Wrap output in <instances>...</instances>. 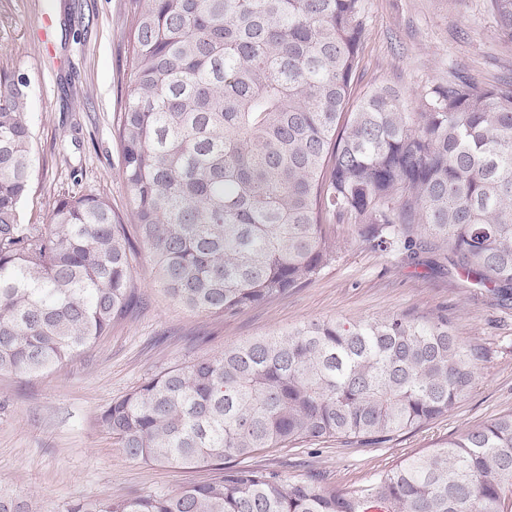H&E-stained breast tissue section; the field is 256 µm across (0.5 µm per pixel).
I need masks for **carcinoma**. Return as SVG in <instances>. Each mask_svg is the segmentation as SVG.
<instances>
[{
    "label": "carcinoma",
    "mask_w": 512,
    "mask_h": 512,
    "mask_svg": "<svg viewBox=\"0 0 512 512\" xmlns=\"http://www.w3.org/2000/svg\"><path fill=\"white\" fill-rule=\"evenodd\" d=\"M512 43V0H486ZM364 0H138L119 168L136 237L174 301L233 315L338 257L330 226L512 302V77L456 76L411 102L351 103ZM27 80L0 85V372L81 355L136 304L139 251L98 194L23 224L35 163ZM479 351L446 310L305 322L157 372L100 413L131 459L214 477L79 498L57 512H512V412L401 459L365 485L240 465L327 439L381 443L449 414ZM0 512H29L0 487Z\"/></svg>",
    "instance_id": "carcinoma-1"
}]
</instances>
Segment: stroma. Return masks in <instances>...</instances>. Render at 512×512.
<instances>
[{
    "label": "stroma",
    "instance_id": "stroma-1",
    "mask_svg": "<svg viewBox=\"0 0 512 512\" xmlns=\"http://www.w3.org/2000/svg\"><path fill=\"white\" fill-rule=\"evenodd\" d=\"M135 5L0 0V75H25L36 141L23 223H47L54 200L67 193L102 195L128 216L116 128ZM365 24L353 96L381 84L415 95L459 71L488 83L512 74V44L500 38L483 0H365ZM336 233L338 258L316 280L228 316L172 302L148 256H140L134 267L139 303L106 336L42 376L0 373V483L21 492L30 512H54L75 498L146 495L212 478L206 468L130 459L100 422L101 410L160 369L313 319L449 309L456 335L484 352L480 381L450 415L382 445L303 443L256 453L246 466L289 479L320 474L356 487L403 457L512 411V307L495 305L448 274L425 276L369 250L350 225H337Z\"/></svg>",
    "mask_w": 512,
    "mask_h": 512
}]
</instances>
